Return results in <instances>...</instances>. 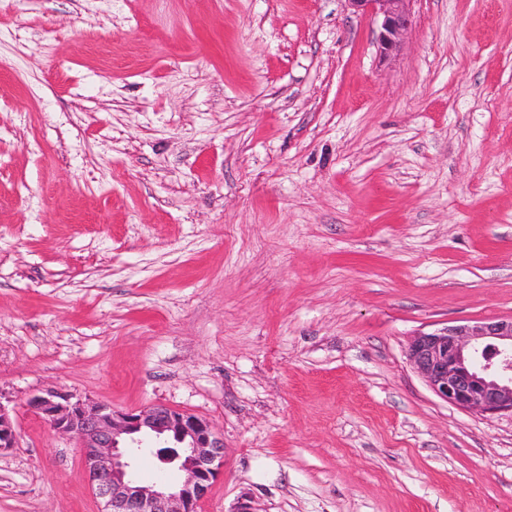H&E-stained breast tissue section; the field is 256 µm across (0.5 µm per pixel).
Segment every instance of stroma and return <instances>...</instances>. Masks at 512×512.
<instances>
[{"label": "stroma", "mask_w": 512, "mask_h": 512, "mask_svg": "<svg viewBox=\"0 0 512 512\" xmlns=\"http://www.w3.org/2000/svg\"><path fill=\"white\" fill-rule=\"evenodd\" d=\"M0 0V512H98L28 398L224 436L201 512H512L413 336L512 317V0ZM413 0H344L347 10L368 16L376 27L379 57L389 60L405 43L411 26L409 5Z\"/></svg>", "instance_id": "1"}]
</instances>
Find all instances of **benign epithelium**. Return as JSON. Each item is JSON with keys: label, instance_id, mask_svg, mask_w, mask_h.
<instances>
[{"label": "benign epithelium", "instance_id": "benign-epithelium-1", "mask_svg": "<svg viewBox=\"0 0 512 512\" xmlns=\"http://www.w3.org/2000/svg\"><path fill=\"white\" fill-rule=\"evenodd\" d=\"M411 0H344L376 27L379 57L397 55L411 26ZM407 359L431 391L464 411L512 414V318L448 325L414 336ZM28 405L54 432L75 440L101 512H198L224 467V439L194 413L153 404L118 410L56 389ZM164 468L184 473L179 484H141L135 476L145 442ZM15 423L0 404V450L16 447Z\"/></svg>", "mask_w": 512, "mask_h": 512}]
</instances>
